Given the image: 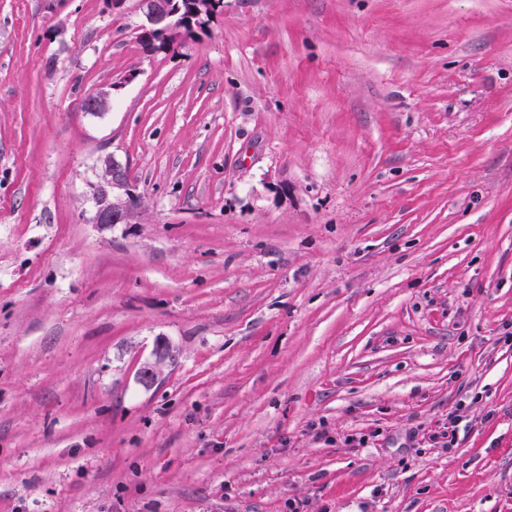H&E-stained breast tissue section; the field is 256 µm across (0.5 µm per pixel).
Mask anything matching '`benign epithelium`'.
Here are the masks:
<instances>
[{"instance_id": "benign-epithelium-1", "label": "benign epithelium", "mask_w": 512, "mask_h": 512, "mask_svg": "<svg viewBox=\"0 0 512 512\" xmlns=\"http://www.w3.org/2000/svg\"><path fill=\"white\" fill-rule=\"evenodd\" d=\"M147 24L142 26L145 43L150 45L164 37L167 46L177 48L182 44V29L185 24L204 25L210 16L211 0H194L190 3L187 14L173 10L170 0H141ZM122 83H114L109 88H102L88 96L85 111L93 114L106 111L112 101L114 92ZM90 194L95 204L94 221L102 226L111 224H129L138 213L135 185L129 169L113 156L102 160L96 180L90 183Z\"/></svg>"}]
</instances>
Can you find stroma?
<instances>
[{"mask_svg": "<svg viewBox=\"0 0 512 512\" xmlns=\"http://www.w3.org/2000/svg\"><path fill=\"white\" fill-rule=\"evenodd\" d=\"M143 21L0 0V512H512V0ZM121 87L122 82L112 83V87L106 89L101 88L96 93L89 95L84 107L85 112H91L93 114L105 112L111 104L114 91L119 90ZM90 194L96 208L95 224H129L138 213L130 171L114 156L102 160L96 180L90 183ZM457 411H453L448 414V422L443 423L442 429L439 431H435L429 436V439L436 443L441 444L440 448L450 449L454 448L457 444L456 440V423L458 419L461 417L456 414Z\"/></svg>", "mask_w": 512, "mask_h": 512, "instance_id": "obj_1", "label": "stroma"}]
</instances>
